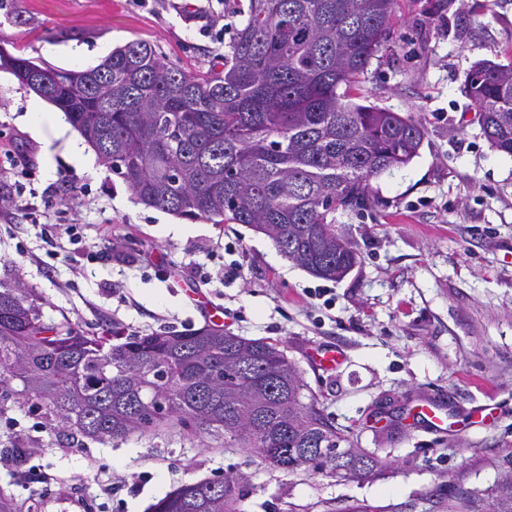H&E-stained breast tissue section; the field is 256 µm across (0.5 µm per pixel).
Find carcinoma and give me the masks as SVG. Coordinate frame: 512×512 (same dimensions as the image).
<instances>
[{
  "mask_svg": "<svg viewBox=\"0 0 512 512\" xmlns=\"http://www.w3.org/2000/svg\"><path fill=\"white\" fill-rule=\"evenodd\" d=\"M397 0H248L229 49L188 71L134 40L98 65L63 69L21 55L0 70L63 112L146 207L191 221L247 224L316 277L358 262L336 213L370 201L371 181L407 166L419 118L366 102L360 77L391 35ZM464 91L484 136L512 156V64L470 70ZM33 288H0V405L41 402L67 438L123 441L162 430L223 440L287 472L350 480L378 466L306 396L280 345L221 327L114 341L46 322ZM322 449L321 458L308 457ZM234 476L166 492L149 512H245ZM493 512H512V482Z\"/></svg>",
  "mask_w": 512,
  "mask_h": 512,
  "instance_id": "carcinoma-1",
  "label": "carcinoma"
}]
</instances>
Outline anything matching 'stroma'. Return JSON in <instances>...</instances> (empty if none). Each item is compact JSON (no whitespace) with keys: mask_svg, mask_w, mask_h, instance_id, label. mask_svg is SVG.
Wrapping results in <instances>:
<instances>
[{"mask_svg":"<svg viewBox=\"0 0 512 512\" xmlns=\"http://www.w3.org/2000/svg\"><path fill=\"white\" fill-rule=\"evenodd\" d=\"M239 17L224 0H0V39L65 69L99 47L156 45L185 69L227 51ZM82 56H75V49ZM480 60L512 63V0H399L392 37L361 79L374 104L421 118L417 157L371 182V206L336 215L359 261L318 278L244 224L191 221L134 201L89 146L56 139L54 106L0 70V282L37 289L46 319L123 334L185 331L224 312L225 330L281 343L318 406L387 464L339 481L260 465L180 435L100 443L53 430L35 404L0 408V493L27 512H147L167 491L241 475L247 512H484L512 479V157L491 147L463 91ZM46 115L35 132L26 115ZM75 225L81 244L54 233ZM109 228L99 237V227ZM330 346L343 360L310 361ZM446 422L415 420L427 404Z\"/></svg>","mask_w":512,"mask_h":512,"instance_id":"35a3bbf8","label":"stroma"}]
</instances>
